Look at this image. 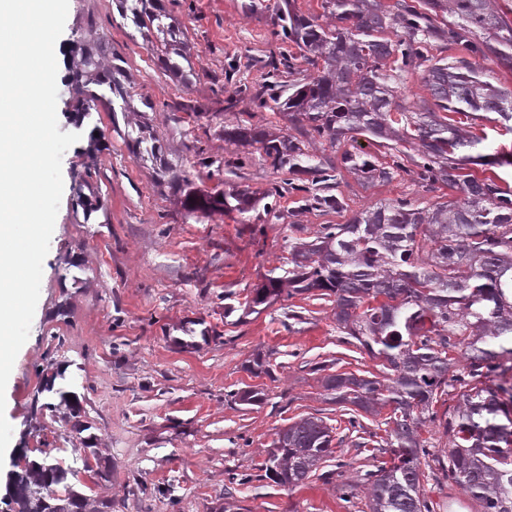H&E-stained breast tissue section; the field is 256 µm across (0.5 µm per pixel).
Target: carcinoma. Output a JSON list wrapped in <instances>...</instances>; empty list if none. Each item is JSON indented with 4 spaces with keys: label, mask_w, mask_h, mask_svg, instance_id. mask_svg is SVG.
Masks as SVG:
<instances>
[{
    "label": "carcinoma",
    "mask_w": 512,
    "mask_h": 512,
    "mask_svg": "<svg viewBox=\"0 0 512 512\" xmlns=\"http://www.w3.org/2000/svg\"><path fill=\"white\" fill-rule=\"evenodd\" d=\"M122 18L144 37L160 69L189 90L196 79L186 27L159 0H116ZM322 12L303 14L292 0L273 6L275 35L296 51L266 64L256 89L234 81L225 109L243 101L288 116V131L257 124L224 128V140L257 147L272 169L311 173V185L287 180L260 194L245 187L204 191L189 181L183 206L191 213L235 212L245 216L267 199L302 193V207L325 213L345 210L343 197L329 192L338 167L367 186L406 174L428 192L443 187L460 193L428 209L406 200L366 207L344 224H324L313 240L289 243L288 267L270 271L255 289L250 313L281 297L314 291L334 297L336 329L356 340L387 369L383 379L353 373L328 374L322 386L331 400L353 412L377 415L390 409L385 446L390 463L366 473L370 512H436L424 496L428 477L452 481L475 498L482 512H512V198L492 177L464 172L455 151L482 139L448 120L474 112L496 114L512 130V92L480 60L512 70V21L492 0H321ZM434 41L458 46L464 56L429 60ZM393 59L394 67L385 63ZM423 68L430 99L408 102L393 84ZM314 73L284 86L280 73ZM74 111L83 119L103 106L131 111L122 83L125 68L103 56L99 38L73 57ZM363 134L377 153L345 149L340 165L328 156ZM319 143L321 155L309 154ZM418 146L409 154L403 144ZM391 158L385 163L383 159ZM463 350L467 373L452 356ZM459 384L461 404L438 414L435 404ZM436 424L449 436L438 469L422 470L428 457L420 431ZM333 428L321 417L301 418L276 433L265 461L266 474L282 487H296L330 457ZM71 466L45 454L18 473L24 492L12 512H106L111 502L88 508L87 496L72 487L63 497L50 487L63 483Z\"/></svg>",
    "instance_id": "carcinoma-1"
}]
</instances>
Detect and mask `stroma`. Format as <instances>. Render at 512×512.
Masks as SVG:
<instances>
[{
	"instance_id": "1",
	"label": "stroma",
	"mask_w": 512,
	"mask_h": 512,
	"mask_svg": "<svg viewBox=\"0 0 512 512\" xmlns=\"http://www.w3.org/2000/svg\"><path fill=\"white\" fill-rule=\"evenodd\" d=\"M246 0H161L187 26L199 79L184 91L162 71L114 0H69L58 42L76 51L87 32L121 57L135 94L152 112H94L72 120L68 78L57 84L60 132L79 139L62 157L63 194L40 297L27 341L6 387L13 428L0 460V496L16 466L41 460L42 449L72 466L66 488L108 500L112 512H369L363 475L389 461L376 447L357 448L348 410L329 400L327 372L382 376L380 360L345 343L332 297L312 292L244 314L246 298L269 270L285 266L288 243L312 240L325 224H342L368 205L404 199L423 208L441 200L401 175L373 187L338 178L343 213L301 211L295 196L276 202V217L241 223L237 213H187L175 177L211 189L224 180L262 191L287 179L253 147L225 142L228 124L287 129L279 112L241 103L223 112L224 71L261 84L267 63L287 52L274 37L271 10L245 11ZM145 140H138L139 126ZM104 138L90 139L92 129ZM161 145L160 157L151 154ZM100 199L92 214L78 196ZM233 316H225V307ZM267 370H252L255 358ZM54 392H46V383ZM260 389L258 405L234 400ZM75 392L80 413L61 403ZM306 416L324 418L338 439L325 464L329 479L311 476L285 488L265 472L275 432ZM106 458L103 482L84 461ZM355 486L353 501L342 494Z\"/></svg>"
}]
</instances>
